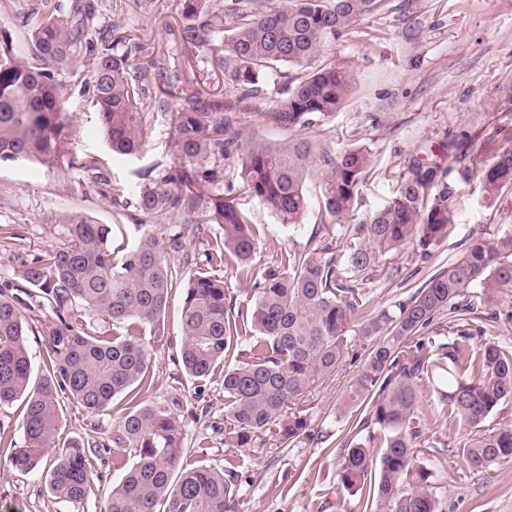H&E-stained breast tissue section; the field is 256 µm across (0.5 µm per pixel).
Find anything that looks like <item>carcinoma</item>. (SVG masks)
<instances>
[{"mask_svg": "<svg viewBox=\"0 0 512 512\" xmlns=\"http://www.w3.org/2000/svg\"><path fill=\"white\" fill-rule=\"evenodd\" d=\"M181 38L208 47L211 72L194 79L193 96L180 100L179 74L113 53L126 40L90 39L84 5L63 7L38 0L31 9V47L18 53L0 47V162L36 161L68 186L78 168L99 184L100 194L121 195L94 156L57 161L59 142L70 127L62 85L55 70L82 67L90 79L102 132L113 152L133 156L142 145L153 113L143 109L146 89L160 86L158 109L168 114L175 165L140 186V223L130 248L113 247V227L92 217L63 212L48 217L61 228L63 243L24 264L23 284L51 313L43 331L46 373L34 375L28 351L29 327L17 294L0 289V408L23 400L24 446L11 457L23 472L38 470L54 451L48 470L50 493L74 509L84 507L92 489L95 447L60 443L61 396L92 414L106 411L117 396L131 404L119 423L118 444H130L135 461L109 492L104 512H236L238 472L228 466L184 465L182 425L164 403L143 405L157 335L174 288L184 287L181 307V362L189 376L209 377L224 368V439L243 448L269 434L279 445H298L310 436L304 403L310 389L332 376L349 351V337L372 343L353 378L344 406L361 409L362 432H383L378 456L356 443L340 467V484L351 495L374 492L387 512H438L431 474L414 457L410 424L419 404L418 380L428 369L422 335L442 313L449 332L463 338L445 353L448 367L438 375L437 394L448 408V425L462 424L471 437L463 458L481 471L512 457V424L485 423L512 398V352L496 345L473 350L466 339L481 331L478 306L495 308L512 291V233L470 238L459 257L441 264L407 299L371 309L372 284L386 259L407 249L423 263L448 238L453 224L449 200L457 189L450 178L472 173L469 161L482 152L481 134L448 142V166L415 158L400 175L396 197L361 224L348 223L359 185L374 165L360 145L336 148L326 132L351 95L352 75L320 61L332 41L350 34L356 19L378 10L382 0H229L213 10L212 0H180ZM277 64L307 66L267 115L288 137L269 142L239 129L240 103L257 97L264 70ZM241 93L224 100L211 77ZM484 199L494 205L512 188V146L479 169ZM318 184L319 220L302 246L276 255L254 270L258 225L239 198H256L293 230L304 223L308 186ZM218 224L223 236L202 257L169 263L199 226ZM227 265L254 277L246 317L218 268ZM104 324L124 325L109 335ZM241 336L256 341L244 352ZM234 360L226 365L227 359ZM163 510H157V507Z\"/></svg>", "mask_w": 512, "mask_h": 512, "instance_id": "cac0c4a2", "label": "carcinoma"}]
</instances>
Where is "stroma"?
Listing matches in <instances>:
<instances>
[{
  "label": "stroma",
  "instance_id": "stroma-1",
  "mask_svg": "<svg viewBox=\"0 0 512 512\" xmlns=\"http://www.w3.org/2000/svg\"><path fill=\"white\" fill-rule=\"evenodd\" d=\"M34 0H7L0 7V41L14 49L30 45L28 13ZM94 29H118L125 37L117 52L138 58L154 56L168 72H205L209 53L191 48L179 34V0H92ZM351 35L332 43L327 61L353 73L356 82L347 103L332 117L329 134L343 147L350 135L378 160L359 187L354 221L361 222L383 208L397 191V180L413 157L441 153L449 140H465L475 133L489 140L478 163L490 162L512 131V106L501 103L512 85V0H383L379 10L352 25ZM298 66L276 65L266 70L262 92L240 112L244 130L257 131L271 142L285 138L284 130L259 115L281 96ZM69 119L76 133L59 145L58 160L96 156L105 165L112 184L124 189L158 177L174 164L171 129L153 95L144 104L154 117L144 133L139 154L123 157L108 148L91 93L75 77L61 72ZM479 178L459 182L450 202L454 222L438 247L439 261L457 258L468 239L483 231L497 236L512 231V191L506 203L482 205ZM253 223L265 234L258 244L257 265L277 252L304 244L310 222L296 231L285 225L260 201L246 199ZM79 212L102 224H122L133 244V204L117 205L99 194L87 173L72 170L67 187H60L46 167L33 161L0 164V225H13L17 236L0 241V289L18 283L24 262L44 248L62 241L59 226L48 223L51 214ZM390 272L381 276L373 308L405 299L426 278L428 268L414 264L410 253L389 257ZM181 291H174L161 324L144 403H177L182 422V455L216 465L234 464L239 475L237 512H378L376 499L349 495L339 482L340 464L349 444V424L340 404L369 348L353 340L351 359L335 375L318 382L308 394L310 436L294 447L274 440H255L245 448L224 441V384L222 372L201 380L190 379L180 360ZM420 404L413 439L418 464L431 473L439 512H512V458L502 459L480 472L469 470L462 458L466 429L449 426L448 412L439 403L429 379L419 382ZM128 408L116 397L108 414L96 415L65 405L59 438L108 444ZM22 402L0 409V512H73L71 504L51 496L45 471L28 474L12 467L10 457L22 447ZM135 460L133 449L104 453L93 459V487L84 512H102L106 498Z\"/></svg>",
  "mask_w": 512,
  "mask_h": 512
}]
</instances>
